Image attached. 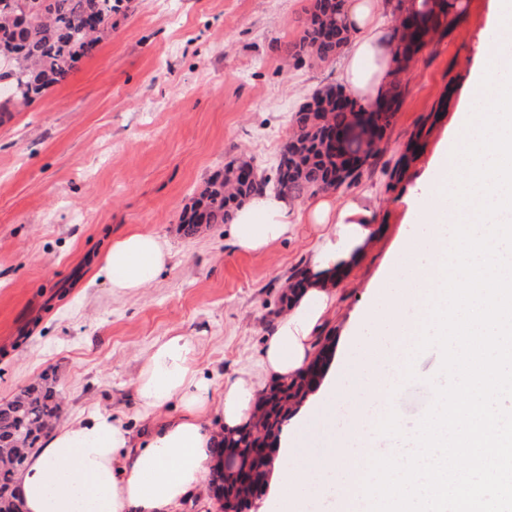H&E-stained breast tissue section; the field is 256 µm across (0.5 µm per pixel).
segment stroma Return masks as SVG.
<instances>
[{
	"instance_id": "obj_1",
	"label": "stroma",
	"mask_w": 512,
	"mask_h": 512,
	"mask_svg": "<svg viewBox=\"0 0 512 512\" xmlns=\"http://www.w3.org/2000/svg\"><path fill=\"white\" fill-rule=\"evenodd\" d=\"M461 23L435 34L404 76L403 97L378 154L334 191L335 203L367 193L372 242L333 285L325 324L339 362L356 358L353 335L383 310L378 284L409 258L413 221L403 200L446 148L466 102L491 0H464ZM312 0H130L68 79L34 102L11 103L0 124V400L55 372L61 421L101 409L140 436L134 395L155 341L199 344L216 386L257 371L265 336L283 311V285L318 243L315 225H293L263 255L237 251L227 225L185 236L181 218L231 159L273 176L293 137L294 114L338 85L335 61L295 62ZM451 95L400 182L390 174L443 95ZM136 230L164 239L170 259L131 293L114 290L99 259Z\"/></svg>"
}]
</instances>
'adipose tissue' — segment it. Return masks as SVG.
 I'll return each mask as SVG.
<instances>
[{"mask_svg": "<svg viewBox=\"0 0 512 512\" xmlns=\"http://www.w3.org/2000/svg\"><path fill=\"white\" fill-rule=\"evenodd\" d=\"M423 0H345L348 42L338 61L347 96L368 102L395 80L396 42L383 13L422 10ZM294 206L288 195L260 191L235 213L234 247L261 254L288 235ZM371 207L365 197L335 207L319 196L307 221L341 229L310 259L308 286L292 295L266 337L260 371L244 370L215 388L198 361L191 337L175 334L146 352L135 397L148 429L142 442L108 412H92L55 427L27 458L18 477L22 512H181L192 497L209 493L208 474L222 459L224 435L249 425L267 385L295 377L315 356L317 335L334 301L331 284L350 271L370 241ZM170 257L160 237L138 231L113 240L101 270L114 289L133 291L153 282ZM180 411H163L170 403Z\"/></svg>", "mask_w": 512, "mask_h": 512, "instance_id": "ef3b65f1", "label": "adipose tissue"}]
</instances>
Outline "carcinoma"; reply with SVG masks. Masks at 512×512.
I'll list each match as a JSON object with an SVG mask.
<instances>
[{"label":"carcinoma","instance_id":"carcinoma-1","mask_svg":"<svg viewBox=\"0 0 512 512\" xmlns=\"http://www.w3.org/2000/svg\"><path fill=\"white\" fill-rule=\"evenodd\" d=\"M458 0H441L436 9L414 15L418 24L405 33L401 53L394 63L408 60L425 44L427 36L439 29L444 33L459 22L463 11ZM340 0H313L303 35L290 54L296 61L329 60L345 41L339 21ZM125 9V0H0V81H5L12 101L30 102L52 85L68 78L75 64L96 47L100 31L89 28L88 19L111 21L112 15ZM28 14L27 26L16 30L14 15ZM400 86L384 96L377 109L372 104L347 103L348 110L336 105V91L329 88L295 115L297 134L281 153L277 166L276 188L293 197L328 191L336 183L354 175H340L330 150V130L347 124L354 113L371 111L374 134L389 127L401 103ZM239 160L232 159L224 173L209 179L189 213L182 219L184 233L194 235L204 224H227L234 208L264 187L257 180H231ZM307 287L305 273L295 271L286 280L288 295ZM317 357L295 378L272 385L264 395L256 419L222 450L243 456L249 472V485L238 487L224 473L214 470L211 490L222 502L224 512H250L251 497L265 486L269 459L264 449L277 441L294 410L317 387L332 354L334 340L326 335L317 342ZM61 411V397L55 373L46 372L40 380L0 403V512H21L16 496V475L26 457L38 447L54 426Z\"/></svg>","mask_w":512,"mask_h":512}]
</instances>
